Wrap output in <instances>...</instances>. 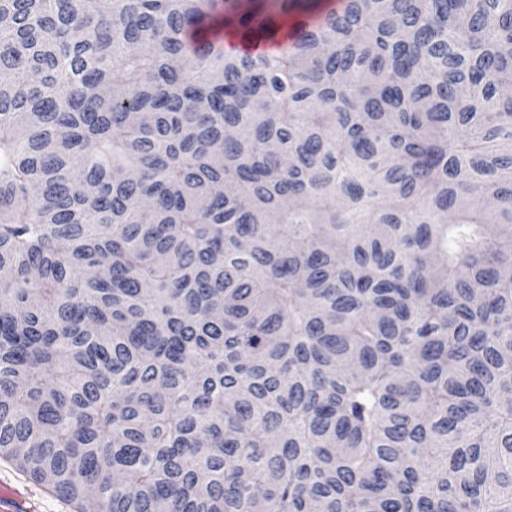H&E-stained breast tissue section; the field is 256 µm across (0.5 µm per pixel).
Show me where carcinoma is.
<instances>
[{
	"instance_id": "cac0c4a2",
	"label": "carcinoma",
	"mask_w": 512,
	"mask_h": 512,
	"mask_svg": "<svg viewBox=\"0 0 512 512\" xmlns=\"http://www.w3.org/2000/svg\"><path fill=\"white\" fill-rule=\"evenodd\" d=\"M311 2L0 0V457L75 512H512V0Z\"/></svg>"
}]
</instances>
